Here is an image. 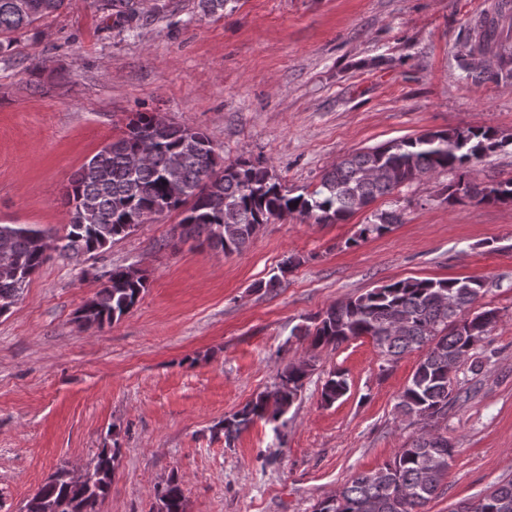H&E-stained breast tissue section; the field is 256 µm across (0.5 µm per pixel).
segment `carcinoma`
Segmentation results:
<instances>
[{
  "label": "carcinoma",
  "mask_w": 512,
  "mask_h": 512,
  "mask_svg": "<svg viewBox=\"0 0 512 512\" xmlns=\"http://www.w3.org/2000/svg\"><path fill=\"white\" fill-rule=\"evenodd\" d=\"M18 2L0 0L3 57L11 51V34L57 12L65 0H26L30 8L24 12L17 8ZM107 9L118 22H129L137 14L135 0H107ZM511 11L512 0H501L497 15L476 21L464 44L470 54L496 51V79L512 78V46L498 34L499 18ZM511 143V137L491 128L429 131L353 153L324 172L317 189L292 196L262 162L240 159L225 164L205 132L173 123L159 128L147 114L139 113L127 124V131L94 154L71 181L65 195L69 222L59 237V256L95 255L126 237V225L143 224L165 211L181 212L174 227L179 239H197L223 253L240 252L272 218L297 213L317 224H337L425 175L467 169ZM460 192L480 203L512 204V178L491 187L469 181L450 184L448 203L460 202ZM399 223L397 212H382L363 225L360 236L382 234ZM50 234L36 226L0 224V258L9 264L8 274L0 275V302L18 299L31 277L51 259L40 245L41 238ZM104 277L106 281L79 311L77 321L84 327L101 328L119 320L147 288L145 275L130 266L113 267ZM485 293L483 282L471 278L403 279L332 304L314 329L303 331L314 347L366 336L388 363L414 350L426 351L398 403L402 416L416 420L418 430L390 463L352 476L340 488L336 502L322 501L317 512H424L438 495L456 448L441 449L427 465L422 438L427 427H440L449 410L467 399L448 387L449 362L469 359L472 372L482 368L481 361L471 359L472 348L463 334L467 326H454L451 317L465 318ZM444 298L454 299L455 315L448 313ZM310 371L305 360L287 364L273 390L258 394L224 418L226 444L257 419L279 422ZM347 390L346 380L333 372L323 385L322 400L332 405ZM115 460L116 449H101L92 486L73 482L66 467L58 468L27 500L23 512H98L111 486ZM159 512H185L178 479L168 482ZM455 512H512V480L497 484L474 502L460 504Z\"/></svg>",
  "instance_id": "cac0c4a2"
}]
</instances>
